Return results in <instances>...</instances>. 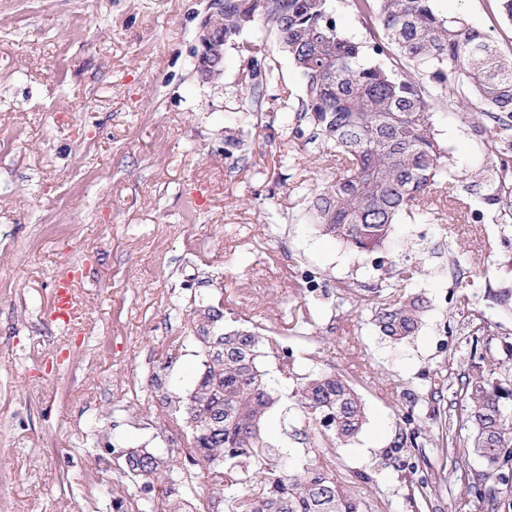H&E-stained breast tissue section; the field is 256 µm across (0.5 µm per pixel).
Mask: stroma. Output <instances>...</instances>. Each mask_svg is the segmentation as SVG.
<instances>
[{"mask_svg":"<svg viewBox=\"0 0 512 512\" xmlns=\"http://www.w3.org/2000/svg\"><path fill=\"white\" fill-rule=\"evenodd\" d=\"M207 0H0V512H115L130 490L125 454L184 447L167 396L203 370L193 342L202 294L228 327H254L293 348L294 375L345 372L367 422L351 443L322 442L340 475L389 512H460L483 460L447 463L440 438L457 414L452 381L471 362L470 310L512 341V272L502 225L467 190L491 164L490 120L438 105L437 139L459 177L429 215L405 214L379 256L323 234L303 196L334 171L320 143L285 149L301 82L275 35L249 32L224 53V78L203 82L193 47ZM512 54L497 0H436ZM279 69L262 107L236 90L251 59ZM244 149L226 155L225 134ZM209 241L196 249L198 239ZM84 264L80 323L48 315L61 261ZM322 286L303 292L299 271ZM368 288L339 302V287ZM425 293L419 332L394 344L375 307ZM313 337L298 344L297 322ZM189 337L183 347L175 337ZM413 412L414 423L404 421ZM419 445L394 453L399 432ZM360 472L371 482L357 481ZM429 500L414 495L421 481Z\"/></svg>","mask_w":512,"mask_h":512,"instance_id":"obj_1","label":"stroma"}]
</instances>
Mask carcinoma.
I'll use <instances>...</instances> for the list:
<instances>
[{
	"instance_id": "carcinoma-1",
	"label": "carcinoma",
	"mask_w": 512,
	"mask_h": 512,
	"mask_svg": "<svg viewBox=\"0 0 512 512\" xmlns=\"http://www.w3.org/2000/svg\"><path fill=\"white\" fill-rule=\"evenodd\" d=\"M361 16L374 20L382 38L363 45L344 36L329 0H224V14L211 18L215 33L232 46L247 31L275 32L301 80L296 126L330 150L338 176L308 190L311 219L323 232L358 252H378L400 215L429 211L443 183L453 184L450 156L431 122L435 102H459L475 95L495 123L487 141L492 182L482 195L491 218L512 220V59H507L461 16H445L434 0H350ZM392 53L399 67L370 61ZM278 79V68L251 61L236 85L261 103ZM427 299L412 294L375 308L372 322L394 343L415 335L428 311ZM204 370L190 382L186 397L169 399L175 420L191 430L179 451L189 466L166 465L145 448L127 454V465L145 488L166 478L161 493L132 499L130 512H202L193 499L197 480L207 478L224 497V512H381L388 503L359 497L314 456L300 468L286 446L264 438V422L280 397L277 380L263 368V337L249 329L227 330L224 313L199 299L194 303ZM488 318L479 319L471 350L478 360L458 378L454 391L460 428L448 434L451 448H471L486 462L498 484L512 488V380L495 377L512 369V341L492 345ZM292 404L280 410L283 434L288 417L304 419L311 440L345 445L362 430L364 405L340 372L296 376ZM474 507L492 505L494 495L469 486Z\"/></svg>"
}]
</instances>
